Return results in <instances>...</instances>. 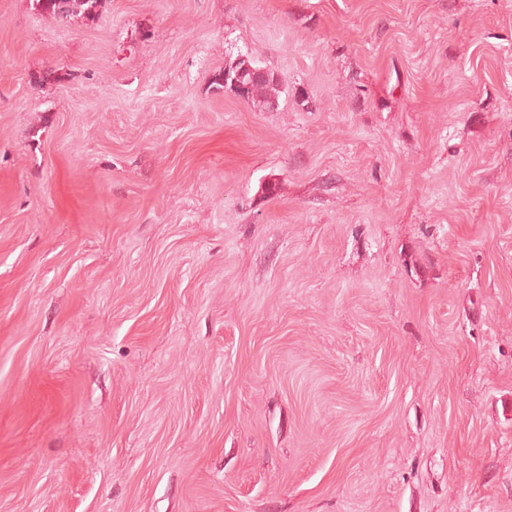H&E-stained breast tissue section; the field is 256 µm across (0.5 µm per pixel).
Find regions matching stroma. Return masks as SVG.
Here are the masks:
<instances>
[{
  "label": "stroma",
  "instance_id": "stroma-1",
  "mask_svg": "<svg viewBox=\"0 0 512 512\" xmlns=\"http://www.w3.org/2000/svg\"><path fill=\"white\" fill-rule=\"evenodd\" d=\"M0 512H512V0H0ZM103 0H33L41 15L58 20L76 17L94 18L102 9ZM236 58L226 62L223 68L212 74L211 85L223 89L224 92L233 93L236 97L242 95L245 98L244 101L256 111L266 112L277 108L281 85L278 75L274 71L258 65L252 58H250L249 64L255 69H262L263 72L257 74L247 70L243 66L244 62L236 63ZM227 69L229 75L224 74ZM232 78L237 80L238 85L234 84ZM224 80L227 81L224 82Z\"/></svg>",
  "mask_w": 512,
  "mask_h": 512
}]
</instances>
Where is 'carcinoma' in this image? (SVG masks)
Masks as SVG:
<instances>
[{"label":"carcinoma","instance_id":"carcinoma-1","mask_svg":"<svg viewBox=\"0 0 512 512\" xmlns=\"http://www.w3.org/2000/svg\"><path fill=\"white\" fill-rule=\"evenodd\" d=\"M34 7L41 15L58 20H71L76 17L94 18L102 9V0H33ZM252 69L243 63L231 60L224 67L212 74L211 85L242 96L256 111L266 112L278 107L281 81L270 69H263L260 74L255 70L260 65L249 60ZM229 72V79H224V72Z\"/></svg>","mask_w":512,"mask_h":512}]
</instances>
